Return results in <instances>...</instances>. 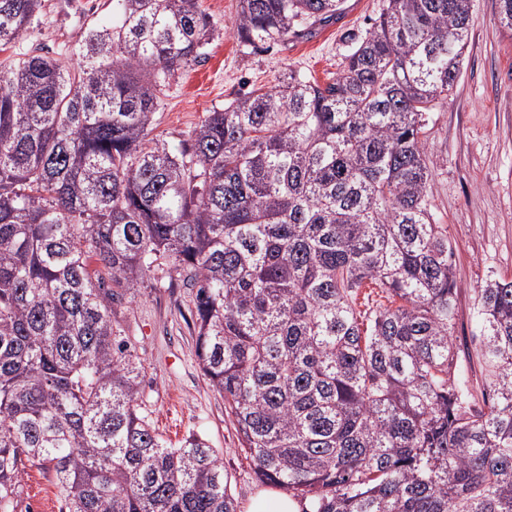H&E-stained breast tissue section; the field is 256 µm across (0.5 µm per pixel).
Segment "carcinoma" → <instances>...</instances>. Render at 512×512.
<instances>
[{"label":"carcinoma","instance_id":"cac0c4a2","mask_svg":"<svg viewBox=\"0 0 512 512\" xmlns=\"http://www.w3.org/2000/svg\"><path fill=\"white\" fill-rule=\"evenodd\" d=\"M73 63L0 70V512L50 463L65 512H237L217 449L178 447L139 404L113 305L166 265L195 290V355L256 479L303 512H512V280L460 287L426 163L473 0H386L321 84L290 69L153 137L172 82L218 31L199 0H111ZM344 0H238L253 49ZM512 36V0H497ZM42 0H0V45ZM368 285L386 302L361 316Z\"/></svg>","mask_w":512,"mask_h":512}]
</instances>
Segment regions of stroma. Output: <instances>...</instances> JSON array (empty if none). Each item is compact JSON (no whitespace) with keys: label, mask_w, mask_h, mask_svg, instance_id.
I'll return each instance as SVG.
<instances>
[{"label":"stroma","mask_w":512,"mask_h":512,"mask_svg":"<svg viewBox=\"0 0 512 512\" xmlns=\"http://www.w3.org/2000/svg\"><path fill=\"white\" fill-rule=\"evenodd\" d=\"M218 30L206 59L185 71L156 115L154 137L175 148L208 112L257 88L278 84L294 68L323 81L340 67L350 33L369 28L384 0H346L339 20L318 26L309 39L291 38L251 50L239 43L238 0H200ZM110 0H44L41 23L21 41L0 46V66L28 51L70 62L89 21L110 13ZM497 0H474L462 73L446 103L432 114L426 151L433 176L437 223L455 248L459 297L455 334L471 333L474 291L489 273L512 278V37L495 20ZM191 303L176 274L155 267L134 295L115 304L113 318L142 366L139 402L168 445L193 433L220 452L238 512L261 490L240 449L223 396L194 354ZM52 469L22 473L16 512H59Z\"/></svg>","instance_id":"35a3bbf8"}]
</instances>
